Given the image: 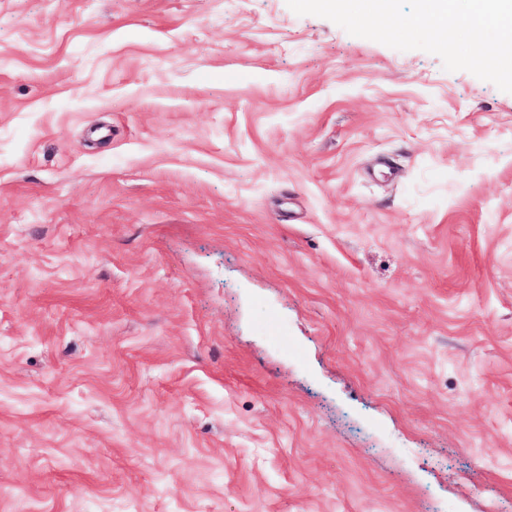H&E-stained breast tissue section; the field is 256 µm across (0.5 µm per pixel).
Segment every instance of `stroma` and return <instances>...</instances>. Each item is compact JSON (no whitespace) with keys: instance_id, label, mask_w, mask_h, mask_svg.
<instances>
[{"instance_id":"35a3bbf8","label":"stroma","mask_w":512,"mask_h":512,"mask_svg":"<svg viewBox=\"0 0 512 512\" xmlns=\"http://www.w3.org/2000/svg\"><path fill=\"white\" fill-rule=\"evenodd\" d=\"M0 512H512V93L287 0H0Z\"/></svg>"}]
</instances>
